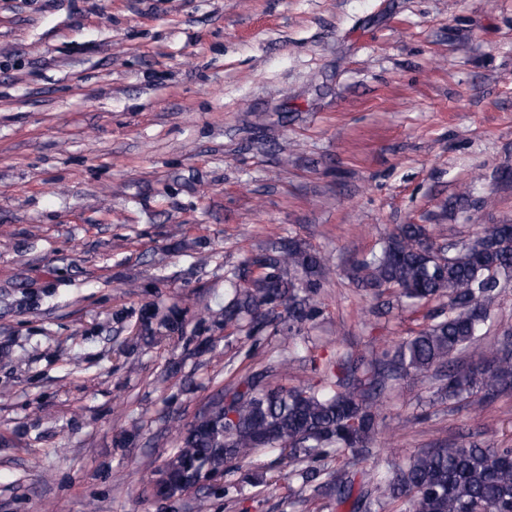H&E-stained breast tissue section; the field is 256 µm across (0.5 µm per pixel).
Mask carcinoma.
Returning a JSON list of instances; mask_svg holds the SVG:
<instances>
[{
  "label": "carcinoma",
  "instance_id": "cac0c4a2",
  "mask_svg": "<svg viewBox=\"0 0 512 512\" xmlns=\"http://www.w3.org/2000/svg\"><path fill=\"white\" fill-rule=\"evenodd\" d=\"M242 268L251 274L243 286L232 283L234 296L224 304L221 325L249 338L269 330L285 344L320 313L315 297L336 274L324 256L294 238L247 259ZM511 278L512 224H490L480 236L446 248L433 241L425 224L396 225L379 252L353 265L351 279L370 290H396L421 304L446 298L448 318L403 340L391 357L375 356L359 376L340 364L335 380L321 392L268 381L288 376V363L280 361L218 389L203 404L206 413L198 427L179 413L168 415L178 442L166 460L172 477L221 461L236 467L271 448L288 453L302 486L349 504L350 512L396 502L399 512H512V448L438 445L397 467L345 470L332 477L305 465L346 449L370 454L379 428L374 399L403 376L443 374L441 399L466 401L476 416L485 404L512 393L511 342L476 362L451 361L484 345L498 285ZM141 322L148 330L156 324L173 334L183 328L177 310L159 318L147 309Z\"/></svg>",
  "mask_w": 512,
  "mask_h": 512
}]
</instances>
